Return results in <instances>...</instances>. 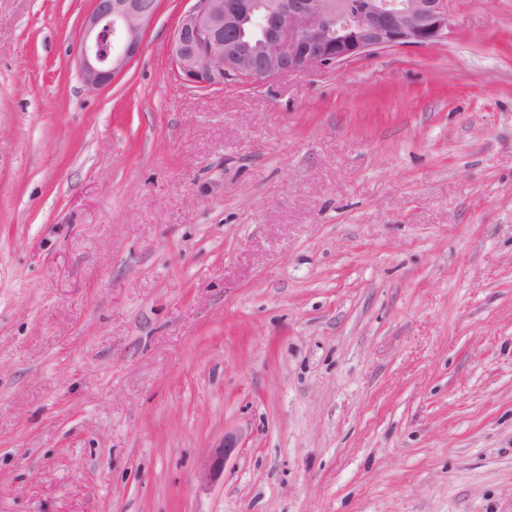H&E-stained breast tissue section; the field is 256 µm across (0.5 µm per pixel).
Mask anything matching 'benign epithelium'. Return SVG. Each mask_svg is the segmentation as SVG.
Returning a JSON list of instances; mask_svg holds the SVG:
<instances>
[{
    "label": "benign epithelium",
    "mask_w": 512,
    "mask_h": 512,
    "mask_svg": "<svg viewBox=\"0 0 512 512\" xmlns=\"http://www.w3.org/2000/svg\"><path fill=\"white\" fill-rule=\"evenodd\" d=\"M449 0H195L171 42L175 71L195 87L264 83L395 47L448 37ZM158 0H93L77 58L86 88L98 91L142 50ZM224 436L215 472L239 447Z\"/></svg>",
    "instance_id": "benign-epithelium-1"
}]
</instances>
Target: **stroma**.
Segmentation results:
<instances>
[{
  "label": "stroma",
  "mask_w": 512,
  "mask_h": 512,
  "mask_svg": "<svg viewBox=\"0 0 512 512\" xmlns=\"http://www.w3.org/2000/svg\"><path fill=\"white\" fill-rule=\"evenodd\" d=\"M191 6L91 93L0 0V512H512V0L207 90Z\"/></svg>",
  "instance_id": "obj_1"
}]
</instances>
